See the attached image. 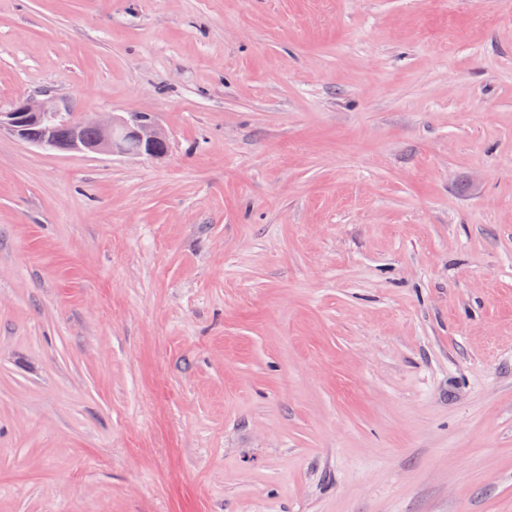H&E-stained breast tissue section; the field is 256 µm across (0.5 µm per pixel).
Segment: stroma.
<instances>
[{
	"label": "stroma",
	"mask_w": 512,
	"mask_h": 512,
	"mask_svg": "<svg viewBox=\"0 0 512 512\" xmlns=\"http://www.w3.org/2000/svg\"><path fill=\"white\" fill-rule=\"evenodd\" d=\"M0 512H512V0H0ZM91 122L97 130V136L87 121H84L82 133V122L74 121L70 112H63L53 99L39 98L37 95L16 100L7 108L0 106L1 132L8 131L20 141L45 150H52L56 129L67 125L71 135L68 128H60L56 132L59 149L64 148L70 136L66 149L72 152L149 157L165 152L159 150L158 146L167 145L166 134L150 115L117 116L110 113L107 116L97 115ZM32 123L42 127L39 139L33 140L27 136L26 127Z\"/></svg>",
	"instance_id": "1"
}]
</instances>
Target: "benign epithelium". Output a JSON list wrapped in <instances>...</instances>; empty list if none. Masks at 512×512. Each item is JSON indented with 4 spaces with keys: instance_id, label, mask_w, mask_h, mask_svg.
I'll return each mask as SVG.
<instances>
[{
    "instance_id": "benign-epithelium-1",
    "label": "benign epithelium",
    "mask_w": 512,
    "mask_h": 512,
    "mask_svg": "<svg viewBox=\"0 0 512 512\" xmlns=\"http://www.w3.org/2000/svg\"><path fill=\"white\" fill-rule=\"evenodd\" d=\"M91 122L97 130L94 140L88 141L82 133V123L73 120L50 98L32 95L16 100L9 107H0V131H7L20 141L45 150L54 146L56 129L67 125L71 135L66 149L81 153H108L112 155L149 156L163 154L158 149L167 143L163 129L154 118L146 114L95 116ZM32 123L42 127V136L31 139L26 127Z\"/></svg>"
}]
</instances>
